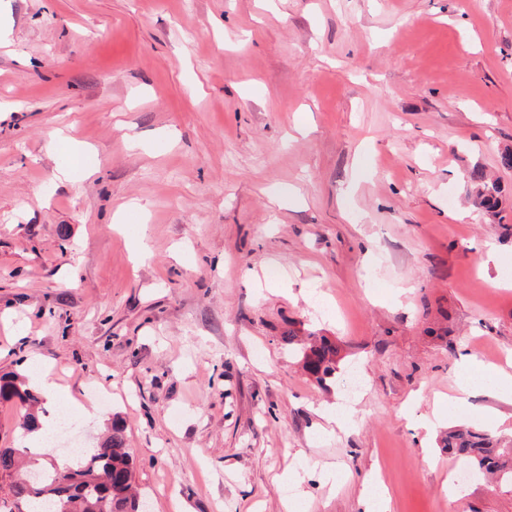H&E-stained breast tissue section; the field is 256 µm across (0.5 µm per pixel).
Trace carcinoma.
Returning a JSON list of instances; mask_svg holds the SVG:
<instances>
[{
    "label": "carcinoma",
    "instance_id": "carcinoma-1",
    "mask_svg": "<svg viewBox=\"0 0 512 512\" xmlns=\"http://www.w3.org/2000/svg\"><path fill=\"white\" fill-rule=\"evenodd\" d=\"M473 186L474 203L493 213L499 204L500 187L483 171L468 174ZM338 350L325 337L314 340L302 350L304 369L318 382L336 372ZM0 400L18 402L24 409L19 427L24 435L38 430L37 409L40 398L19 374L0 376ZM448 452L473 460L481 471L499 474L512 485V466L493 444L492 438L469 428L448 432ZM22 449L0 448V512H138L140 503L133 494V457L126 442L125 421L115 415L107 435L96 448L79 461L60 467L34 468L37 478H28L23 467Z\"/></svg>",
    "mask_w": 512,
    "mask_h": 512
}]
</instances>
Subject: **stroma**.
Listing matches in <instances>:
<instances>
[{"label":"stroma","mask_w":512,"mask_h":512,"mask_svg":"<svg viewBox=\"0 0 512 512\" xmlns=\"http://www.w3.org/2000/svg\"><path fill=\"white\" fill-rule=\"evenodd\" d=\"M507 150L512 0H0V374L120 415L150 512H512L442 443L512 450V398L418 426L512 365ZM469 181L473 186L474 203L485 211L494 213L499 204L500 187L495 181H491L479 169H473L468 174ZM302 361L304 369L317 382H323L336 372L338 350L325 337L315 339L309 347L303 348Z\"/></svg>","instance_id":"obj_1"}]
</instances>
